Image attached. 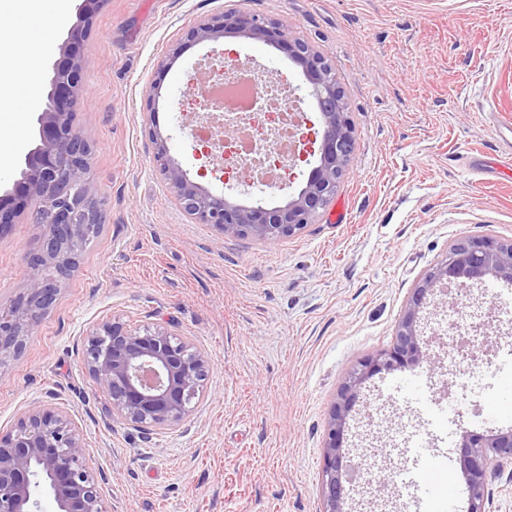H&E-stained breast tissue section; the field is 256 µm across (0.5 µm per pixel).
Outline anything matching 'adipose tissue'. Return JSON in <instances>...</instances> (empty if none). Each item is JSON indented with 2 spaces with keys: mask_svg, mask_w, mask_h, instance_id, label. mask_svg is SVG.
Wrapping results in <instances>:
<instances>
[{
  "mask_svg": "<svg viewBox=\"0 0 512 512\" xmlns=\"http://www.w3.org/2000/svg\"><path fill=\"white\" fill-rule=\"evenodd\" d=\"M69 7L70 0H0V15L12 20L11 28L0 30V38L11 43L9 52L0 54V108L16 106L21 99L36 100V71L25 33L36 22L57 25Z\"/></svg>",
  "mask_w": 512,
  "mask_h": 512,
  "instance_id": "obj_1",
  "label": "adipose tissue"
}]
</instances>
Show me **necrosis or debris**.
<instances>
[{
    "label": "necrosis or debris",
    "mask_w": 512,
    "mask_h": 512,
    "mask_svg": "<svg viewBox=\"0 0 512 512\" xmlns=\"http://www.w3.org/2000/svg\"><path fill=\"white\" fill-rule=\"evenodd\" d=\"M224 69L223 78L203 74L199 80L218 104L215 123L234 126L236 142L219 144L213 123L203 118L196 120L190 135L214 143L216 160L243 183L281 187L288 163L302 152L307 115L292 103L289 89L272 83L260 68L228 58Z\"/></svg>",
    "instance_id": "obj_1"
}]
</instances>
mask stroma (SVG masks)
<instances>
[{"label":"stroma","mask_w":512,"mask_h":512,"mask_svg":"<svg viewBox=\"0 0 512 512\" xmlns=\"http://www.w3.org/2000/svg\"><path fill=\"white\" fill-rule=\"evenodd\" d=\"M247 10L281 22L331 63L346 94L354 152L333 198L344 208L276 242L197 224L153 163L167 140L189 177L214 167L185 122V83L211 45L185 46L194 22ZM243 60L314 101L283 50L237 37ZM86 94L75 124L92 143L89 173L107 216L22 355L0 366V433L36 401L65 411L111 512H320L325 430L360 360L386 349L413 288L464 238L512 241V181L480 183L463 164L492 154L489 113L512 121V0H104L82 48ZM42 230L22 216L0 237V299L23 291ZM486 361L423 374L443 425L392 392L400 371L363 382L348 422L347 468L385 495L350 489L349 512H421L406 482L412 443L457 458L463 432L500 431L490 398L512 374V287ZM116 320L161 325L208 355L204 396L186 421L151 435L108 418L109 397L84 365L87 336Z\"/></svg>","instance_id":"1"}]
</instances>
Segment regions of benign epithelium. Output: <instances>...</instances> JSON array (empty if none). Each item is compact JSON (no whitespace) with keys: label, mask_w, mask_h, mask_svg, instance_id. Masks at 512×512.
<instances>
[{"label":"benign epithelium","mask_w":512,"mask_h":512,"mask_svg":"<svg viewBox=\"0 0 512 512\" xmlns=\"http://www.w3.org/2000/svg\"><path fill=\"white\" fill-rule=\"evenodd\" d=\"M82 0L77 24L60 46V59L48 70L45 107L36 112V146L11 163L12 178L0 182V234L19 213L31 208L32 223L43 228L36 273L23 292L0 300V365L18 357L47 311L58 299L86 243L87 230L105 223L89 179L91 146L73 121L74 107L86 92L81 45L90 32L95 6ZM285 50L301 68L316 102L318 145L299 156L310 166L308 178L282 205L239 204L191 180L169 157L167 141L153 137V160L177 204L196 224H212L225 234L278 241L312 223L330 204L349 169L353 130L344 89L330 62L301 39L286 38L283 25L240 10L188 27L189 42L218 43L225 35ZM512 283V241L493 237L455 243L446 259L409 295L388 349L363 359L333 403L322 455V512H345L342 482L347 420L359 386L382 372L427 361V340L419 315L448 282ZM89 374L110 397L108 416L143 433L182 423L203 396L211 367L208 357L184 337L161 326L128 327L106 321L89 333L85 348ZM460 464L468 477L467 512H487L485 488L491 464L512 467V429L466 433ZM105 474L89 461L83 434L65 411L34 402L15 427L0 434V512H39L40 498L54 512H110L102 492Z\"/></svg>","instance_id":"7a95c632"}]
</instances>
